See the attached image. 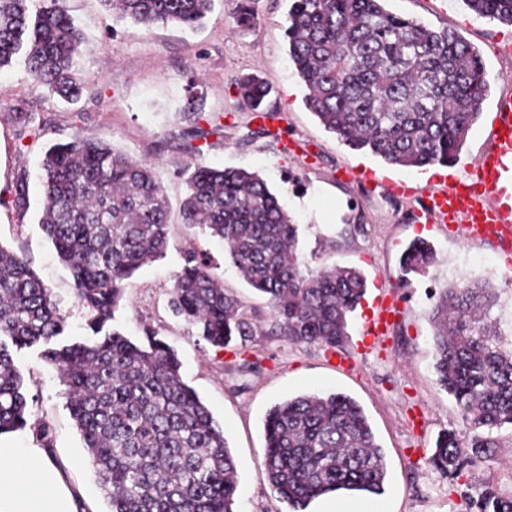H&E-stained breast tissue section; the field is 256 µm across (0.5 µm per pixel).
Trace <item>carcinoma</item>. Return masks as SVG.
Wrapping results in <instances>:
<instances>
[{"label":"carcinoma","mask_w":512,"mask_h":512,"mask_svg":"<svg viewBox=\"0 0 512 512\" xmlns=\"http://www.w3.org/2000/svg\"><path fill=\"white\" fill-rule=\"evenodd\" d=\"M120 20L150 28H193L214 0H101ZM481 17L512 25V0H463ZM289 60L305 84L304 102L349 148L403 168L453 160L488 94L478 51L458 34L387 11L383 0H292L286 28ZM84 37L60 0L36 15L27 0H0V69L22 55L34 80L70 102L82 94L74 77ZM191 126L181 131L188 160L182 223L224 242L245 281L269 296L282 334L325 350L341 347L348 316L366 280L336 264L313 273L296 251L298 227L261 176L199 160L198 141L220 131L199 125L203 97L187 88ZM239 101L256 111L268 95L257 73L236 81ZM44 206L39 224L74 280L94 341L53 346L64 332L49 288L21 255L0 246V434L28 423L23 377L9 346L42 343V357L71 394L70 414L83 439L110 512H235L237 479L223 428L181 378L174 350L145 329L137 344L105 330L124 281L164 255L169 210L155 170L108 142L76 137L52 145L40 162ZM14 203L29 208L27 180ZM433 250L413 240L403 272L420 274ZM493 288L465 279L441 289L429 310L437 381L466 423L450 430L430 462L450 479L487 458L496 440L483 430L512 427V352L486 317ZM169 305L215 348L250 334L238 299L208 262L186 255ZM263 467L291 512L347 491L380 495L386 465L360 405L343 393H304L274 405L264 421ZM471 512H512V498L486 488L468 499Z\"/></svg>","instance_id":"cac0c4a2"}]
</instances>
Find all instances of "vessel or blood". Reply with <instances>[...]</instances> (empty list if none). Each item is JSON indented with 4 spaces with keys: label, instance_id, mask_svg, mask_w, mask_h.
<instances>
[{
    "label": "vessel or blood",
    "instance_id": "vessel-or-blood-1",
    "mask_svg": "<svg viewBox=\"0 0 512 512\" xmlns=\"http://www.w3.org/2000/svg\"><path fill=\"white\" fill-rule=\"evenodd\" d=\"M494 148L483 154L475 169L449 188L428 192L422 214L436 224L463 228L470 240L490 236L512 243V204L504 186L512 175V98L497 105Z\"/></svg>",
    "mask_w": 512,
    "mask_h": 512
}]
</instances>
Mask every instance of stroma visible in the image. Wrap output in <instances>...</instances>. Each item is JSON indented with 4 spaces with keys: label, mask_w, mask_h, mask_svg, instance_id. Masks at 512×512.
<instances>
[{
    "label": "stroma",
    "mask_w": 512,
    "mask_h": 512,
    "mask_svg": "<svg viewBox=\"0 0 512 512\" xmlns=\"http://www.w3.org/2000/svg\"><path fill=\"white\" fill-rule=\"evenodd\" d=\"M241 0H214L195 28H137L119 21L102 0H64L84 35L75 67L84 90L72 103L49 96L23 60L0 70V246L26 257L57 302L65 331L58 344L85 340V315L74 298V281L59 262L38 220L42 210L39 162L45 151L74 134L112 142L137 161L151 163L169 204L164 257L125 282L112 322L131 341L152 328L181 361V376L224 429L238 482L236 512H290L271 490L262 465L263 423L276 403L297 395L342 392L362 407L387 468L384 501L392 512H466L467 496L485 486L512 496V429L493 430L495 452L445 478L429 462L440 436L462 426L452 397L436 382L435 350L428 310L433 295L464 278L488 281L497 299L491 310L512 348V271L496 239L472 241L447 225L420 216L422 196L444 189L470 170L478 154L494 145L496 103L512 96V26L481 17L463 0H384L386 10L432 28H448L479 51L489 84L481 114L467 135L450 176L424 178L422 170L384 163L342 144L309 112L304 84L288 61L284 35L291 0H250L257 14L240 29ZM257 72L267 83L260 122L236 97L235 81ZM195 80L203 116L219 119L201 159L213 167L259 172L298 226L297 251L311 271L333 264L359 270L366 294L348 318L347 336L333 352L282 336L269 300L244 281L224 246L208 232L183 224L180 206L187 187L180 174L185 154L180 132L189 125L186 85ZM27 113L28 124L14 115ZM280 142H273L272 133ZM370 169L404 180L409 190L390 192L349 177ZM29 184L28 210L12 202L19 178ZM417 238L429 241L435 260L425 274L403 275L401 256ZM203 253L227 291L241 302L250 336L217 350L176 317L168 305L173 278L187 252ZM396 312L386 334L363 340L379 305ZM41 347L15 351L28 397V425L12 433L19 446L39 445L37 426L48 423L54 445L73 461L72 481L99 512H110L88 453L67 406L68 395L41 356Z\"/></svg>",
    "instance_id": "obj_1"
}]
</instances>
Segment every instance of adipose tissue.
I'll use <instances>...</instances> for the list:
<instances>
[{"mask_svg":"<svg viewBox=\"0 0 512 512\" xmlns=\"http://www.w3.org/2000/svg\"><path fill=\"white\" fill-rule=\"evenodd\" d=\"M70 471L63 455L21 448L0 434V512H94Z\"/></svg>","mask_w":512,"mask_h":512,"instance_id":"ef3b65f1","label":"adipose tissue"}]
</instances>
